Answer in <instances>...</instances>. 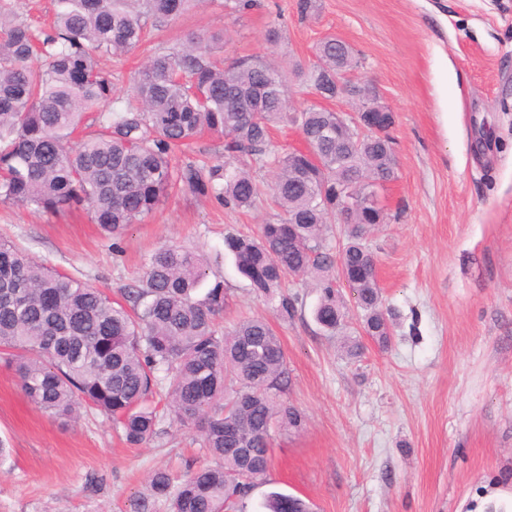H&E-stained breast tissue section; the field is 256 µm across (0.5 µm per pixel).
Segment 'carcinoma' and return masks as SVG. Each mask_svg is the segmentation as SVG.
I'll return each instance as SVG.
<instances>
[{"label":"carcinoma","mask_w":512,"mask_h":512,"mask_svg":"<svg viewBox=\"0 0 512 512\" xmlns=\"http://www.w3.org/2000/svg\"><path fill=\"white\" fill-rule=\"evenodd\" d=\"M141 4L136 9L133 3ZM197 0H53L50 28L17 18L14 0H0V203L62 212L85 205L94 223L119 236L139 224L181 183L210 191L231 210H249L262 196L250 170L231 160L274 169L271 198L279 222L256 237L228 231L224 249L254 292L278 299L282 318L296 299L281 292L288 278L310 275L321 295L313 318L328 335L348 312L335 290V260L323 251L336 190L370 191L396 176L393 142L336 140V114L301 111L303 134L317 162L278 148L276 124L295 123L289 78L318 89L336 74L346 44L327 37L316 62L286 72L262 54L229 63L213 57L219 35L191 34L182 48L150 57L114 96L97 56L139 47L149 27H162ZM99 129L73 141L83 119ZM209 132L224 137V163L177 167L172 147ZM375 211L354 208L339 218V259L364 311V332L389 343L374 258L363 244ZM206 277L200 254L179 244L158 249L139 285L115 299L32 258L0 238V362L16 374L27 400L63 421L95 409L112 417L125 442L140 446L158 425L157 373L183 423L201 424L214 463L181 481L166 469L150 476L154 497L170 512H233L271 463V431L299 429L301 412L280 399L289 383L283 346L272 327L245 318L219 334L223 284L196 297ZM265 512H311L296 496L265 495Z\"/></svg>","instance_id":"1"}]
</instances>
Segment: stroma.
<instances>
[{"instance_id":"obj_1","label":"stroma","mask_w":512,"mask_h":512,"mask_svg":"<svg viewBox=\"0 0 512 512\" xmlns=\"http://www.w3.org/2000/svg\"><path fill=\"white\" fill-rule=\"evenodd\" d=\"M277 23L273 45L267 33ZM192 32L223 34L221 58L265 52L288 68L312 63L323 37H339L359 60L351 81L393 111L397 177L384 223L364 239L394 324L388 347L364 335L348 287L339 297L344 333L362 346L355 358L314 322L320 290L311 279L289 283V319L252 292L224 255V233L257 235L277 214L264 203L234 211L180 186L117 238L85 208L0 204V235L113 296L174 242L204 255L207 284L223 282L221 328L243 316L269 322L287 358L284 398L304 422L274 431L267 481L245 512H261L272 490L313 512H467L476 486L512 489V0H318L304 18L298 0H259L242 13L201 0L144 47L100 55V66L123 94L149 56L180 48ZM158 413L140 447L100 412L65 427L0 365V441L11 450L0 463V512H131L153 498L152 470L179 478L210 463L198 428L166 407Z\"/></svg>"}]
</instances>
